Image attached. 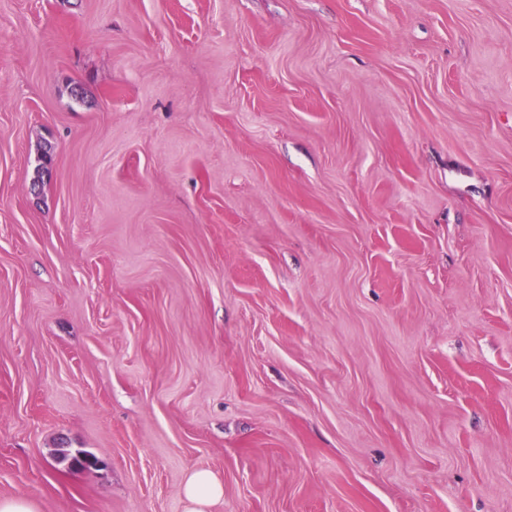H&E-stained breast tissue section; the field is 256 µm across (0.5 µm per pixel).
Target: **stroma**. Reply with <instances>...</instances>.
Segmentation results:
<instances>
[{
  "label": "stroma",
  "mask_w": 512,
  "mask_h": 512,
  "mask_svg": "<svg viewBox=\"0 0 512 512\" xmlns=\"http://www.w3.org/2000/svg\"><path fill=\"white\" fill-rule=\"evenodd\" d=\"M200 468L512 512V0H0V497Z\"/></svg>",
  "instance_id": "stroma-1"
}]
</instances>
